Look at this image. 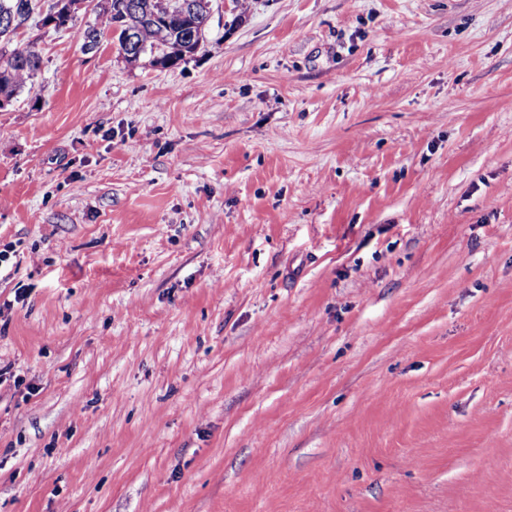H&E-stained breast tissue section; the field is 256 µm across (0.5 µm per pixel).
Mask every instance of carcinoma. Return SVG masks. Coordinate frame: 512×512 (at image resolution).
<instances>
[{
  "instance_id": "1",
  "label": "carcinoma",
  "mask_w": 512,
  "mask_h": 512,
  "mask_svg": "<svg viewBox=\"0 0 512 512\" xmlns=\"http://www.w3.org/2000/svg\"><path fill=\"white\" fill-rule=\"evenodd\" d=\"M47 0H0V97L14 100L37 75L40 56L34 45L11 47L19 27L40 23L49 14ZM97 22L80 33L88 50L115 34L118 49L130 62L149 57L161 67H172L201 49L206 30L198 31L180 19L184 13L203 23L204 0H100Z\"/></svg>"
}]
</instances>
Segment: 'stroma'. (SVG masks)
I'll use <instances>...</instances> for the list:
<instances>
[{
    "instance_id": "1",
    "label": "stroma",
    "mask_w": 512,
    "mask_h": 512,
    "mask_svg": "<svg viewBox=\"0 0 512 512\" xmlns=\"http://www.w3.org/2000/svg\"><path fill=\"white\" fill-rule=\"evenodd\" d=\"M95 19L0 109V512H512V0ZM204 1H98L95 5L97 22L80 32V37L85 48L92 50L102 38L114 34L115 24L119 22V32L112 38L128 61L136 62L141 57L149 56L153 65L172 67L184 60L186 53L193 54L200 50L205 42L206 26L199 34L198 27L193 29L192 26H186L184 20H180V16L187 13L193 15L198 24H202L207 14ZM188 15H185L186 21H190ZM127 31H130L128 36ZM154 48L155 55L152 54Z\"/></svg>"
}]
</instances>
